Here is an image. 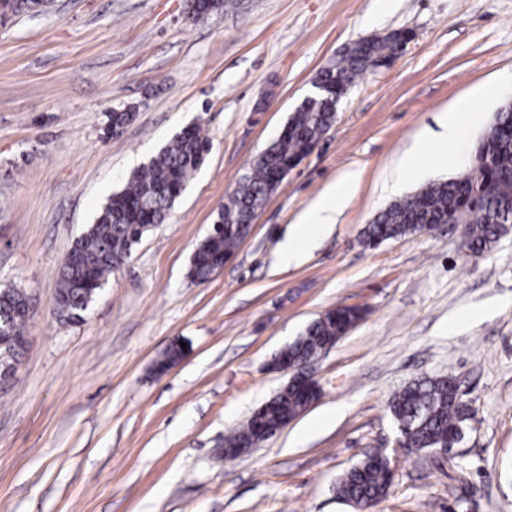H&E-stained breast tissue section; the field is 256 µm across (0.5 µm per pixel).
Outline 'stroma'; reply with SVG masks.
Here are the masks:
<instances>
[{
  "instance_id": "obj_1",
  "label": "stroma",
  "mask_w": 512,
  "mask_h": 512,
  "mask_svg": "<svg viewBox=\"0 0 512 512\" xmlns=\"http://www.w3.org/2000/svg\"><path fill=\"white\" fill-rule=\"evenodd\" d=\"M410 33L341 98L335 124L204 283L192 254L321 69L346 47ZM512 73V0H251L196 20L187 0H50L0 17V289L27 294L0 385V512H353L336 482L366 454L395 478L373 512H512V228L482 256L450 224L383 242L362 231L396 196L464 172L512 83L452 161H399L458 99ZM136 107L119 137L106 115ZM212 141L167 220L114 270L79 324L55 313L59 268L97 211L183 128ZM352 200L304 261L278 262L294 218L340 175ZM368 314L322 352L319 399L239 458L224 439L286 385L273 357L325 311ZM185 357L161 377L175 341ZM452 376L474 414L448 457L396 452L390 398ZM331 421L311 435L307 423Z\"/></svg>"
}]
</instances>
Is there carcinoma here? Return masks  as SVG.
I'll return each mask as SVG.
<instances>
[{
    "instance_id": "cac0c4a2",
    "label": "carcinoma",
    "mask_w": 512,
    "mask_h": 512,
    "mask_svg": "<svg viewBox=\"0 0 512 512\" xmlns=\"http://www.w3.org/2000/svg\"><path fill=\"white\" fill-rule=\"evenodd\" d=\"M241 0H197L196 16L205 18L235 7ZM395 45L387 38L358 40L336 64L321 70L315 82L329 88L307 97L294 110L278 138L258 157L250 172L227 198L209 235L197 246L189 277L208 280L224 264L250 231L256 211L264 207L286 171L293 168L335 123L336 107L355 81L368 70L372 57H388ZM136 116L127 107L107 115L105 132L123 128ZM211 141L198 126L177 133L126 186L113 193L95 222L77 239L59 270L56 295L58 318L78 323L112 271L123 265L143 235L163 223L174 202L204 162ZM489 162L483 183L474 184L470 171L448 181L431 183L416 194L390 203L364 230V241L383 242L421 232L427 224H458L466 219L462 246L481 255L491 249L512 224V111L500 113L487 143ZM26 295L14 288L0 289V350L18 355L23 350ZM365 316L359 306H340L312 321L276 359L300 364L314 359L329 342L357 325ZM185 355L172 344L155 363L156 374L166 373ZM450 375L419 379L389 401L400 435L411 448H441L463 430L473 409L453 395ZM312 392L283 387L259 407L247 423L226 439L228 448H252L274 436L282 425L300 415ZM389 458L380 452L365 456L336 486L337 498L362 508L385 498L393 481Z\"/></svg>"
}]
</instances>
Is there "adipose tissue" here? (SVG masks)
Returning a JSON list of instances; mask_svg holds the SVG:
<instances>
[{
  "mask_svg": "<svg viewBox=\"0 0 512 512\" xmlns=\"http://www.w3.org/2000/svg\"><path fill=\"white\" fill-rule=\"evenodd\" d=\"M497 83L491 82L478 88L474 94L466 96L441 114L438 131H425L407 153L402 167L409 175H420L423 171L421 158L431 148L442 149L457 145L461 139L466 123L479 106L494 98L497 94ZM358 176L347 173L329 184L317 200L296 219L281 251L284 264L296 261L302 251L310 246L320 234L324 233L336 221V215L353 196Z\"/></svg>",
  "mask_w": 512,
  "mask_h": 512,
  "instance_id": "1",
  "label": "adipose tissue"
}]
</instances>
